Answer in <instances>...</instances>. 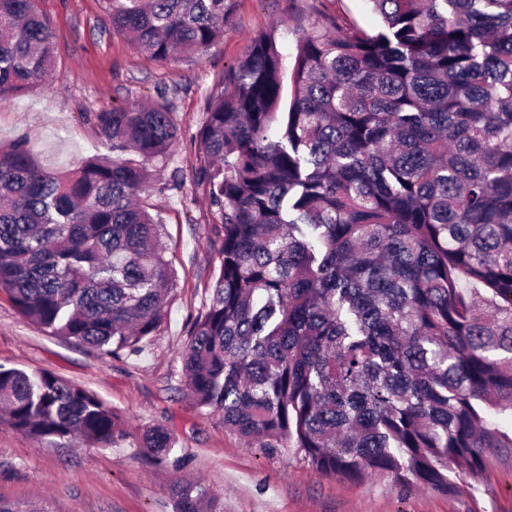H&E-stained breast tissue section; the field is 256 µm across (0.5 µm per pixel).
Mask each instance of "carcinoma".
<instances>
[{"instance_id":"cac0c4a2","label":"carcinoma","mask_w":512,"mask_h":512,"mask_svg":"<svg viewBox=\"0 0 512 512\" xmlns=\"http://www.w3.org/2000/svg\"><path fill=\"white\" fill-rule=\"evenodd\" d=\"M370 34L330 18L275 32L224 71L196 132L219 266L181 354L196 404L322 476L388 474L464 493L512 448V0H369ZM151 60L224 39L236 0H107ZM54 34L0 0V100L41 84ZM108 153L51 174L0 148V291L50 336L134 354L176 276L141 197L181 129L161 101L95 112ZM0 422L36 441L127 438L94 392L0 365ZM140 453L168 465L174 440ZM174 512H224L197 482Z\"/></svg>"}]
</instances>
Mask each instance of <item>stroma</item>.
I'll return each mask as SVG.
<instances>
[{"instance_id": "stroma-1", "label": "stroma", "mask_w": 512, "mask_h": 512, "mask_svg": "<svg viewBox=\"0 0 512 512\" xmlns=\"http://www.w3.org/2000/svg\"><path fill=\"white\" fill-rule=\"evenodd\" d=\"M55 33V61L34 91L0 101V145L25 137L50 172L74 169L105 148L89 119L131 103L163 100L182 129L167 167L155 174L148 201L164 224L165 256L177 284L158 335L135 355L112 356L47 335L0 293V365L47 370L95 392L125 423L127 439L111 448L37 442L0 424V497L49 512H172L168 488L198 481L224 500V512H512V449L489 456L471 492L405 487L388 475L361 482L319 475L292 450L271 453L225 430L200 410L181 373L180 353L209 297L218 245L213 210L195 178L194 140L208 97L253 40L276 29L283 53L336 19L373 31L367 0H237L221 43L175 63L150 60L116 34L105 0H37ZM167 429L180 469L148 463L136 446L144 430Z\"/></svg>"}]
</instances>
